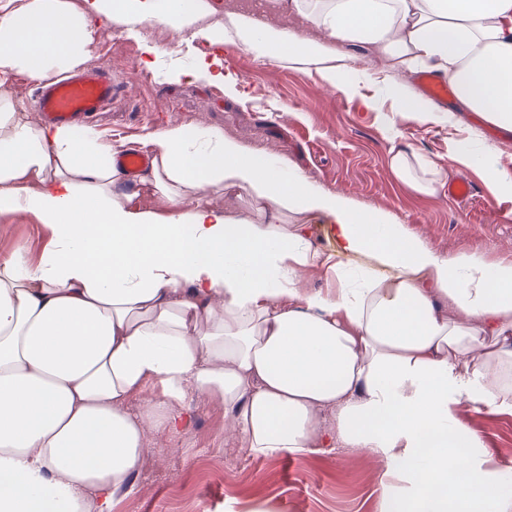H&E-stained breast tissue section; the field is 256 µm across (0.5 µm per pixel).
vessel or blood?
Listing matches in <instances>:
<instances>
[{
    "instance_id": "vessel-or-blood-1",
    "label": "vessel or blood",
    "mask_w": 512,
    "mask_h": 512,
    "mask_svg": "<svg viewBox=\"0 0 512 512\" xmlns=\"http://www.w3.org/2000/svg\"><path fill=\"white\" fill-rule=\"evenodd\" d=\"M419 83L429 97L440 102L452 93L446 81L430 74L420 75ZM120 94L119 85L108 73L92 69L67 78L45 79L36 91V108L45 123L64 124L102 112Z\"/></svg>"
}]
</instances>
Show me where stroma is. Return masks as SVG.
I'll return each instance as SVG.
<instances>
[{
    "label": "stroma",
    "instance_id": "stroma-1",
    "mask_svg": "<svg viewBox=\"0 0 512 512\" xmlns=\"http://www.w3.org/2000/svg\"><path fill=\"white\" fill-rule=\"evenodd\" d=\"M96 40L90 64L107 69L121 95L88 126L115 151L143 149L150 134L174 119L216 127L245 147L284 158L315 187L340 195L351 207L382 212L435 250L476 253L491 262L512 259V197L487 182L479 168L448 157L455 142L477 139L512 174V132L489 126L477 113L457 111L452 99L446 104L455 113L451 124L393 113L403 140L443 171L435 194L406 187L390 169L389 142L378 118L379 112L392 113L390 102L376 112L363 103L375 82L405 75L372 48L345 49L350 67L371 77L361 95L351 96L328 90L314 68L285 58L199 49L189 29L147 23L132 30L102 20ZM214 59L236 80L237 94L220 83L168 81L161 75L172 60L189 71ZM460 180L474 187L461 203L448 195ZM47 239L37 219L19 215L0 227V254L22 247L34 257ZM172 410L186 419V427L150 436L112 512H381L386 488L396 484L384 477L376 456L358 448L276 458L253 454L225 430L223 409L204 395H188ZM457 415L481 438L494 465L512 468V414L478 411L464 402Z\"/></svg>",
    "mask_w": 512,
    "mask_h": 512
}]
</instances>
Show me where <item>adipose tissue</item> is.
<instances>
[{
	"label": "adipose tissue",
	"instance_id": "adipose-tissue-1",
	"mask_svg": "<svg viewBox=\"0 0 512 512\" xmlns=\"http://www.w3.org/2000/svg\"><path fill=\"white\" fill-rule=\"evenodd\" d=\"M276 6L325 40L247 13L209 24L213 0H0V217L32 215L50 234L38 259L0 255V512H112L147 431L177 430L169 407L191 392L223 406L226 429L254 454L380 455L404 483L383 512H512V478L489 468L453 413L464 401L512 412V261L440 253L216 128L173 122L151 135L150 169L129 185L111 144L39 124L8 86L93 58L94 20L150 21L292 57L350 94L340 47L360 41L393 66L446 76L459 108L512 130V0ZM378 94L369 107L383 98L449 120L406 83ZM388 154L399 181L435 193L437 162L397 140ZM452 156L512 195L486 148L458 142ZM144 188L166 214L134 206ZM227 190L249 200L247 215L206 202ZM310 214L329 218L335 251L314 247ZM308 268L333 289L302 288Z\"/></svg>",
	"mask_w": 512,
	"mask_h": 512
}]
</instances>
